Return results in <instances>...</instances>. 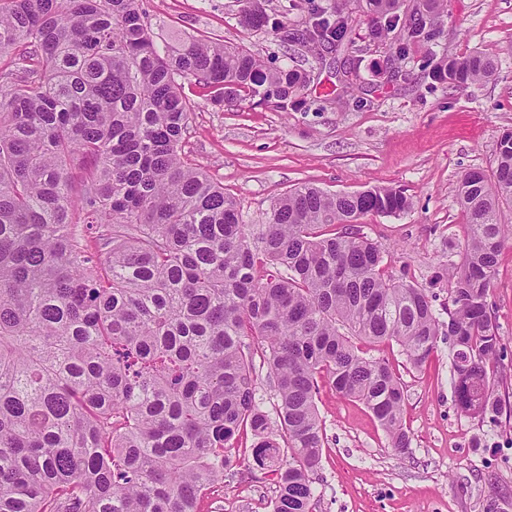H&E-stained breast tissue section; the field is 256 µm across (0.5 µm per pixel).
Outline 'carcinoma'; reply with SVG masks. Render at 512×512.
<instances>
[{
    "mask_svg": "<svg viewBox=\"0 0 512 512\" xmlns=\"http://www.w3.org/2000/svg\"><path fill=\"white\" fill-rule=\"evenodd\" d=\"M239 2L246 26L269 25L262 0ZM356 6L370 42L398 32L395 64L430 45L447 12V0H416L405 15L401 0ZM317 11L293 32L275 28L336 54L352 89L353 20L337 0ZM12 50L0 70V512H197L244 428L275 487L272 512H312L322 381L371 411L394 454L410 448L401 377L364 351L377 343H396L419 370L447 340L458 408L502 413L487 371L503 355L489 297L512 239L501 222L512 137L498 141L491 175L457 184L465 236L443 275L445 322L436 295L386 274L384 251L357 226L409 211L404 191L303 184L248 224L187 158L182 81L214 89L217 103L302 110L306 72L195 35L161 49L141 0H0V52ZM428 54L432 87L497 71L487 52Z\"/></svg>",
    "mask_w": 512,
    "mask_h": 512,
    "instance_id": "carcinoma-1",
    "label": "carcinoma"
}]
</instances>
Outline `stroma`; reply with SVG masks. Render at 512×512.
Returning <instances> with one entry per match:
<instances>
[{
	"mask_svg": "<svg viewBox=\"0 0 512 512\" xmlns=\"http://www.w3.org/2000/svg\"><path fill=\"white\" fill-rule=\"evenodd\" d=\"M142 7L159 46L207 36L310 75L311 106L288 112L248 100L227 107L215 103L213 90L192 79L184 83L190 158L240 202L247 223H262L277 198L305 182L332 193L403 189L413 201L408 213L369 214L358 225L385 250L389 275L408 277L435 293L436 306L447 304L438 276L459 262L464 240L457 182L474 169L491 172L496 144L512 130V0H451L433 51L488 50L499 67L489 82L447 92L417 78L387 82L381 73L387 49L369 43L368 19L357 16L365 90L359 100L337 92L332 55H304L275 29L244 26L239 0H143ZM489 302L504 344L495 387L508 413L481 418L457 408L447 343H439L420 372L407 369L398 345L370 347L401 371L410 448L394 455L364 405L322 385L326 439L313 512H512V246L500 253ZM252 444L250 431H241L228 450L224 482L205 493L201 512H270L273 487L261 477Z\"/></svg>",
	"mask_w": 512,
	"mask_h": 512,
	"instance_id": "obj_1",
	"label": "stroma"
}]
</instances>
